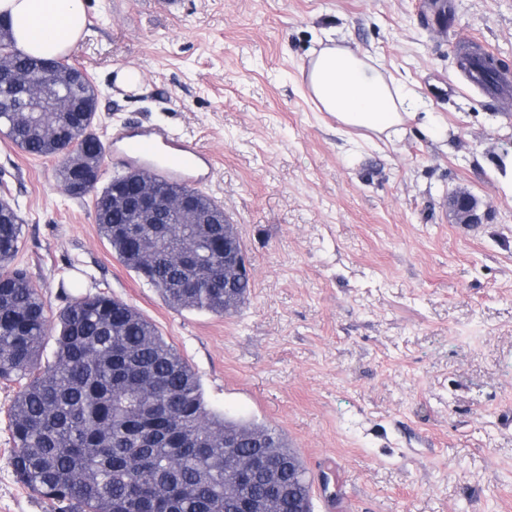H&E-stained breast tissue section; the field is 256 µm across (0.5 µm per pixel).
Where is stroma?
Returning <instances> with one entry per match:
<instances>
[{"instance_id":"stroma-1","label":"stroma","mask_w":512,"mask_h":512,"mask_svg":"<svg viewBox=\"0 0 512 512\" xmlns=\"http://www.w3.org/2000/svg\"><path fill=\"white\" fill-rule=\"evenodd\" d=\"M84 0L69 52L99 92L96 131L161 123L212 155L203 194L236 224L251 295L232 313L168 307L70 197L58 158L0 135V197L23 219L15 267L53 308L63 285L137 309L192 367L207 407L276 429L313 512H512V95L458 65L475 47L512 76V0ZM359 49L419 96L428 127L337 133L304 71L319 39ZM141 83L117 81L126 68ZM482 223H456L451 192ZM0 384V512H54L11 466Z\"/></svg>"}]
</instances>
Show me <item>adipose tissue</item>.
Returning a JSON list of instances; mask_svg holds the SVG:
<instances>
[{
  "mask_svg": "<svg viewBox=\"0 0 512 512\" xmlns=\"http://www.w3.org/2000/svg\"><path fill=\"white\" fill-rule=\"evenodd\" d=\"M0 21L22 52L54 58L76 45L86 13L83 0H0ZM311 61V96L339 125L382 134L411 119L413 93L393 90L371 57L330 41Z\"/></svg>",
  "mask_w": 512,
  "mask_h": 512,
  "instance_id": "ef3b65f1",
  "label": "adipose tissue"
}]
</instances>
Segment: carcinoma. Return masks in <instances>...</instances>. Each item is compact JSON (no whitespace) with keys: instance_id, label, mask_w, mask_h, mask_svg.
<instances>
[{"instance_id":"carcinoma-1","label":"carcinoma","mask_w":512,"mask_h":512,"mask_svg":"<svg viewBox=\"0 0 512 512\" xmlns=\"http://www.w3.org/2000/svg\"><path fill=\"white\" fill-rule=\"evenodd\" d=\"M0 132L25 153L57 157L69 196L95 194V223L119 260L171 308L222 315L244 305L248 277L224 292V237L244 244L224 209L189 197L152 219L122 203L137 173L97 190L107 145L93 132L98 91L68 61L29 56L0 25ZM23 219L0 199V382L20 384L8 409L17 479L57 512H312L310 483L278 431L210 411L190 365L141 313L86 293L53 311L27 272L11 266ZM193 252L187 268L179 256ZM53 342V360L43 351Z\"/></svg>"}]
</instances>
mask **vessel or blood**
<instances>
[{
  "instance_id": "b4317fda",
  "label": "vessel or blood",
  "mask_w": 512,
  "mask_h": 512,
  "mask_svg": "<svg viewBox=\"0 0 512 512\" xmlns=\"http://www.w3.org/2000/svg\"><path fill=\"white\" fill-rule=\"evenodd\" d=\"M120 150L123 167H134L153 178L179 184H206L212 174L210 154L195 140L161 124H123L109 139Z\"/></svg>"
}]
</instances>
